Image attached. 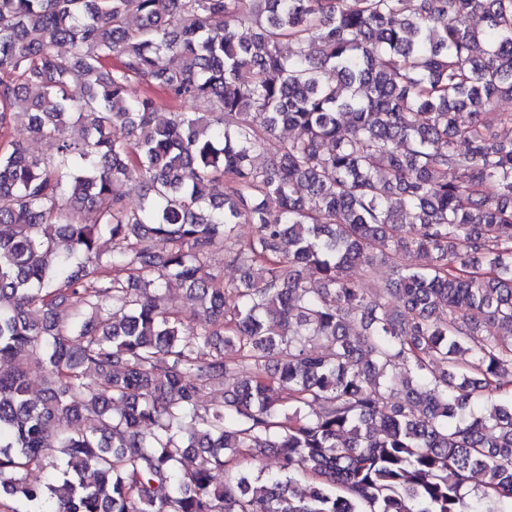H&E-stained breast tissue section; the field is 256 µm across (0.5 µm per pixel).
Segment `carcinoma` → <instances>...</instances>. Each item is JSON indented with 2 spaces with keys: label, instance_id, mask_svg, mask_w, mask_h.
<instances>
[{
  "label": "carcinoma",
  "instance_id": "1",
  "mask_svg": "<svg viewBox=\"0 0 512 512\" xmlns=\"http://www.w3.org/2000/svg\"><path fill=\"white\" fill-rule=\"evenodd\" d=\"M498 99L512 0H0V512H512Z\"/></svg>",
  "mask_w": 512,
  "mask_h": 512
}]
</instances>
